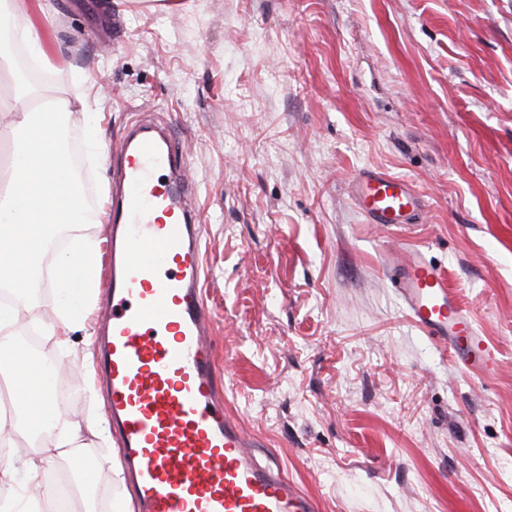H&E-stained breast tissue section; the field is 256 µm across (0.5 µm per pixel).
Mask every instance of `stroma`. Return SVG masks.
<instances>
[{
	"instance_id": "stroma-1",
	"label": "stroma",
	"mask_w": 512,
	"mask_h": 512,
	"mask_svg": "<svg viewBox=\"0 0 512 512\" xmlns=\"http://www.w3.org/2000/svg\"><path fill=\"white\" fill-rule=\"evenodd\" d=\"M53 47L50 94L94 99L98 205L126 129L172 126L197 183L205 300L229 414L320 512H512V0H29ZM370 168L410 180V229L366 223L350 192ZM444 267L499 352L460 367L406 315L393 256ZM59 295H21L17 324ZM66 407L108 418L80 354ZM95 512L131 501L112 440Z\"/></svg>"
}]
</instances>
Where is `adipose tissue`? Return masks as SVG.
Here are the masks:
<instances>
[{
    "instance_id": "1",
    "label": "adipose tissue",
    "mask_w": 512,
    "mask_h": 512,
    "mask_svg": "<svg viewBox=\"0 0 512 512\" xmlns=\"http://www.w3.org/2000/svg\"><path fill=\"white\" fill-rule=\"evenodd\" d=\"M41 96L40 90L17 77L10 101L0 106L13 115L10 163L0 175V266L7 269L6 275L0 276V285L20 294L32 287L42 258L52 253L55 233L89 219L77 188L66 117L81 110L87 127L92 128L98 115L88 105L77 107L65 99L54 100L51 112L40 111L33 103ZM54 255V280L61 304L45 329L63 348L70 332L86 323V298L99 278V243L80 235L65 251ZM0 371L11 377L14 393L31 386L40 391L37 398L24 400L11 423L14 432L46 436L56 448H75L83 434L102 433L101 422L75 424L51 401L58 370L31 372L12 347L0 344Z\"/></svg>"
}]
</instances>
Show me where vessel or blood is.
<instances>
[{"label": "vessel or blood", "mask_w": 512, "mask_h": 512, "mask_svg": "<svg viewBox=\"0 0 512 512\" xmlns=\"http://www.w3.org/2000/svg\"><path fill=\"white\" fill-rule=\"evenodd\" d=\"M351 191L371 224L410 227L424 200L402 177L363 169ZM172 135L139 128L112 167L111 326L98 366L137 512H317L314 499L224 410L199 288L203 226ZM413 321L470 371L498 352L460 305L446 272L414 250L393 263Z\"/></svg>", "instance_id": "1"}]
</instances>
